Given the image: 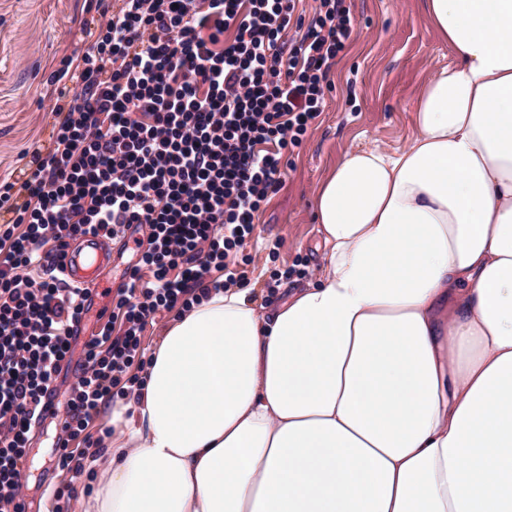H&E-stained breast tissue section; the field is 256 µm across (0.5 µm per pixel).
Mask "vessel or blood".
<instances>
[{
  "label": "vessel or blood",
  "mask_w": 512,
  "mask_h": 512,
  "mask_svg": "<svg viewBox=\"0 0 512 512\" xmlns=\"http://www.w3.org/2000/svg\"><path fill=\"white\" fill-rule=\"evenodd\" d=\"M112 253L111 239L96 233L78 237L65 249L60 272L70 285L88 290L85 307H92V296L100 287L102 274L112 261Z\"/></svg>",
  "instance_id": "obj_1"
}]
</instances>
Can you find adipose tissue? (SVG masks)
<instances>
[{
  "label": "adipose tissue",
  "mask_w": 512,
  "mask_h": 512,
  "mask_svg": "<svg viewBox=\"0 0 512 512\" xmlns=\"http://www.w3.org/2000/svg\"><path fill=\"white\" fill-rule=\"evenodd\" d=\"M424 22L455 63L319 186L318 279L172 321L84 512H512V0Z\"/></svg>",
  "instance_id": "ef3b65f1"
}]
</instances>
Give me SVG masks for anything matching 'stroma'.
Here are the masks:
<instances>
[{
    "label": "stroma",
    "instance_id": "obj_1",
    "mask_svg": "<svg viewBox=\"0 0 512 512\" xmlns=\"http://www.w3.org/2000/svg\"><path fill=\"white\" fill-rule=\"evenodd\" d=\"M347 3L355 18L353 42L330 70L325 109L289 153L282 187L260 213L251 239L228 258L248 285L258 287L266 310L320 271L313 201L321 182L350 150L403 149L418 88L453 60L447 42L423 23L424 0ZM100 20L94 0H0V181L18 175L27 151L48 144L56 102L48 78L61 57L88 47V33ZM56 435L50 420L29 432L28 512H82L96 482L87 469L78 476L54 469ZM65 487L72 500L58 497Z\"/></svg>",
    "mask_w": 512,
    "mask_h": 512
}]
</instances>
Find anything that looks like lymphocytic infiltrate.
<instances>
[{"instance_id": "lymphocytic-infiltrate-1", "label": "lymphocytic infiltrate", "mask_w": 512, "mask_h": 512, "mask_svg": "<svg viewBox=\"0 0 512 512\" xmlns=\"http://www.w3.org/2000/svg\"><path fill=\"white\" fill-rule=\"evenodd\" d=\"M296 2L120 0L51 74L50 144L0 183V512H26L28 433L85 315V290L59 272L71 240L149 230L59 421L55 464L76 475L93 416L142 383L128 370L148 321L243 283L227 258L280 190L355 27L346 0H318L309 20ZM292 28L301 36L289 43Z\"/></svg>"}]
</instances>
